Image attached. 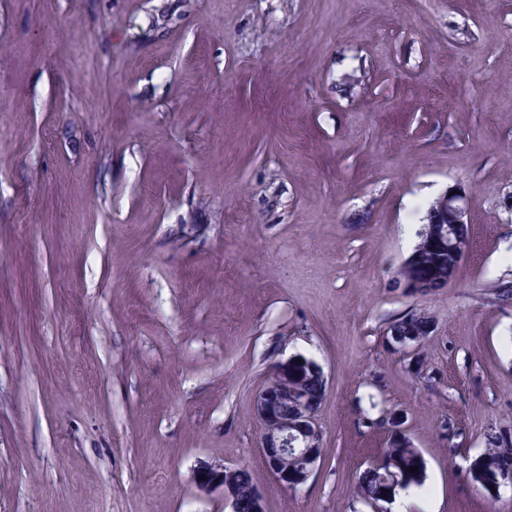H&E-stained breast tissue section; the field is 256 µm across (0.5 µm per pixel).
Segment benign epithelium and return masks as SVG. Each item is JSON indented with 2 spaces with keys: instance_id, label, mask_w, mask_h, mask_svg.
I'll list each match as a JSON object with an SVG mask.
<instances>
[{
  "instance_id": "benign-epithelium-1",
  "label": "benign epithelium",
  "mask_w": 512,
  "mask_h": 512,
  "mask_svg": "<svg viewBox=\"0 0 512 512\" xmlns=\"http://www.w3.org/2000/svg\"><path fill=\"white\" fill-rule=\"evenodd\" d=\"M465 197L458 192L454 195L445 191L435 199L427 213L428 231L424 245L434 254L444 253L448 260L460 267L468 247L469 225L466 220ZM417 258H407L401 266L405 274L399 276L403 290L413 295H426L437 291L431 281L415 272ZM424 312L410 310L394 326L386 330L390 336L388 344L401 352L417 346V342L401 340L404 326L422 320ZM290 361L278 362L271 379L260 390L256 400V413L263 433L261 453L263 459L277 478L289 489H295L307 482L317 462L321 459V432L318 424L319 408L306 397H300L290 406L280 405V397L288 394V366ZM405 416L398 410H388L373 420V427L383 429L388 437L405 433ZM297 438L307 441V447L297 449L294 463H288V442ZM470 471L476 482L494 487V493L508 487L512 489V459L500 462L492 479L487 480L479 461H474ZM241 476V468L228 467L221 461L207 462L198 467L194 478L204 490L221 488L230 501L236 505L235 490Z\"/></svg>"
}]
</instances>
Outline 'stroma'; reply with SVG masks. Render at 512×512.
Instances as JSON below:
<instances>
[{
	"label": "stroma",
	"mask_w": 512,
	"mask_h": 512,
	"mask_svg": "<svg viewBox=\"0 0 512 512\" xmlns=\"http://www.w3.org/2000/svg\"><path fill=\"white\" fill-rule=\"evenodd\" d=\"M466 197L457 281L397 273ZM512 0H0V512H372L405 415L438 512H512L468 470L512 427ZM418 309L427 372L385 340ZM323 369V455L290 490L256 398ZM453 424L444 437L441 421ZM417 258L408 257L402 264L399 272V284L403 290L413 295H426L437 291V287L426 278H422L415 272V264ZM401 270H405V274L401 275ZM405 416L398 410H388L373 420V427L385 430L388 439L399 434H405ZM241 467H228L224 462H207L198 467L194 478L199 487L204 490L221 488L224 495L230 501L233 512L236 510L235 490L237 489V512H250L251 502L254 498L256 483L250 477H245L239 482ZM253 512H264L263 495L257 486V494L254 498Z\"/></svg>",
	"instance_id": "stroma-1"
}]
</instances>
